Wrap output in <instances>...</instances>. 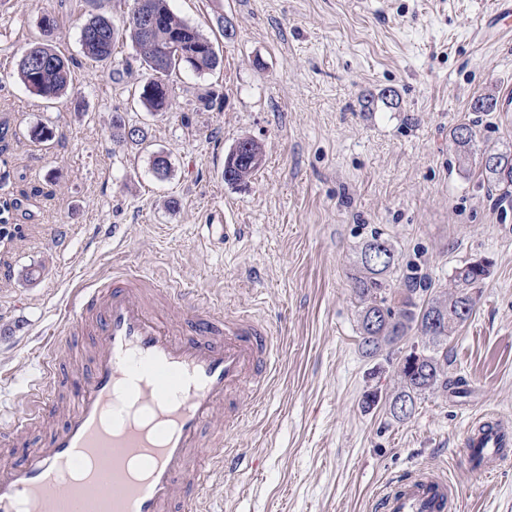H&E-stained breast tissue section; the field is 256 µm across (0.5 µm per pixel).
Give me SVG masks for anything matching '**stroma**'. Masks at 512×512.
Returning <instances> with one entry per match:
<instances>
[{"label":"stroma","mask_w":512,"mask_h":512,"mask_svg":"<svg viewBox=\"0 0 512 512\" xmlns=\"http://www.w3.org/2000/svg\"><path fill=\"white\" fill-rule=\"evenodd\" d=\"M495 5L169 0L222 64L174 71L172 107L154 116L135 94L147 74L131 42L108 65L80 42L93 16L122 27L134 0H0V198L19 203L0 242V414L45 376L74 289L129 267L284 336L264 408L233 435L253 465L214 474L200 512H367L376 488L419 465L447 473L457 512H512V467L477 474L462 448L478 415L512 422V187L479 180L450 139L466 122L476 152L512 147V100L499 98L512 85V37L489 33ZM46 15L71 61V88L52 100L16 73ZM484 96L495 111H475ZM116 112L146 127L145 144L113 141ZM39 123L52 141L30 139ZM242 137L264 157L236 188L224 155ZM158 151L171 161L163 180ZM375 232L443 291L465 262L490 264L448 341V375L466 395L426 393L404 421L389 411L397 359L363 355L347 279Z\"/></svg>","instance_id":"obj_1"}]
</instances>
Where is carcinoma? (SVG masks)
<instances>
[{"label":"carcinoma","mask_w":512,"mask_h":512,"mask_svg":"<svg viewBox=\"0 0 512 512\" xmlns=\"http://www.w3.org/2000/svg\"><path fill=\"white\" fill-rule=\"evenodd\" d=\"M149 9L155 25L143 29L139 15ZM129 39L136 47L141 65L152 72L139 93L142 105L150 112H165L169 108L168 86L164 77L180 67L195 72L213 71L222 60L214 44L194 27L179 18L169 7L168 0H135L122 29L102 16L84 24L80 41L84 55L94 61L112 58L116 40ZM17 76L24 86L44 99L57 98L69 86L70 62L58 54L48 40L29 46L17 64ZM112 136L120 142L141 145L148 138L142 127H129L121 113L112 114ZM459 155H471L475 132L461 123L450 133ZM262 162L259 143L251 138L237 141L224 160V172L229 185H243ZM479 170L487 182L512 186V150L481 153ZM397 272L396 250L389 239L377 233L363 241L350 273L351 288L359 302L361 350L368 358L383 353H400L399 375L402 388L391 403H405L408 413L391 415L402 421L413 415L419 396L435 390L461 395L465 393L462 379L448 377V339L471 316L476 305L472 288L483 281L488 264L470 261L456 269V291L448 296L435 294L432 284L415 264L401 272L404 288L398 293L391 288L392 275ZM420 336V344L404 351L411 334Z\"/></svg>","instance_id":"cac0c4a2"}]
</instances>
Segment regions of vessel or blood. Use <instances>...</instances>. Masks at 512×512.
Returning <instances> with one entry per match:
<instances>
[{"mask_svg": "<svg viewBox=\"0 0 512 512\" xmlns=\"http://www.w3.org/2000/svg\"><path fill=\"white\" fill-rule=\"evenodd\" d=\"M489 25L512 33V0H497ZM143 291L141 274L127 269L77 289L59 333H93L92 366L71 377L76 352L53 347L47 379L0 426V443L11 445L31 421L64 417L41 448L0 466V512H190L212 481L199 458L231 472L246 464L228 436L265 399L281 361L276 336L245 313L215 316L185 289H169L167 312ZM69 382L63 413L53 390ZM219 413L224 428L209 433ZM464 446L472 470L489 473L512 463V427L479 418ZM75 469L77 490L61 481ZM456 500L444 475L418 467L376 490L370 509L456 512Z\"/></svg>", "mask_w": 512, "mask_h": 512, "instance_id": "b4317fda", "label": "vessel or blood"}]
</instances>
